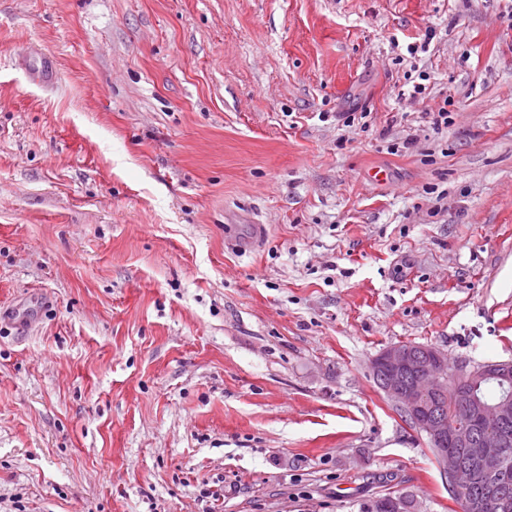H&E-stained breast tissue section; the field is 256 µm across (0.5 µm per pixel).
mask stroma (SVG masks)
<instances>
[{
    "label": "stroma",
    "mask_w": 512,
    "mask_h": 512,
    "mask_svg": "<svg viewBox=\"0 0 512 512\" xmlns=\"http://www.w3.org/2000/svg\"><path fill=\"white\" fill-rule=\"evenodd\" d=\"M409 342L512 361V0H0V512H460Z\"/></svg>",
    "instance_id": "1"
}]
</instances>
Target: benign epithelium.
Returning <instances> with one entry per match:
<instances>
[{
  "instance_id": "obj_1",
  "label": "benign epithelium",
  "mask_w": 512,
  "mask_h": 512,
  "mask_svg": "<svg viewBox=\"0 0 512 512\" xmlns=\"http://www.w3.org/2000/svg\"><path fill=\"white\" fill-rule=\"evenodd\" d=\"M447 363L448 356L432 345L399 343L382 349L371 368L404 416L438 448L436 461L448 479V490L457 497L469 492L478 475L495 478L504 471V448L512 440L498 425L512 419V362L453 368L451 378L464 397L446 418L431 414L426 400L445 386L443 367ZM490 379L497 380L503 390L486 400L478 388Z\"/></svg>"
}]
</instances>
